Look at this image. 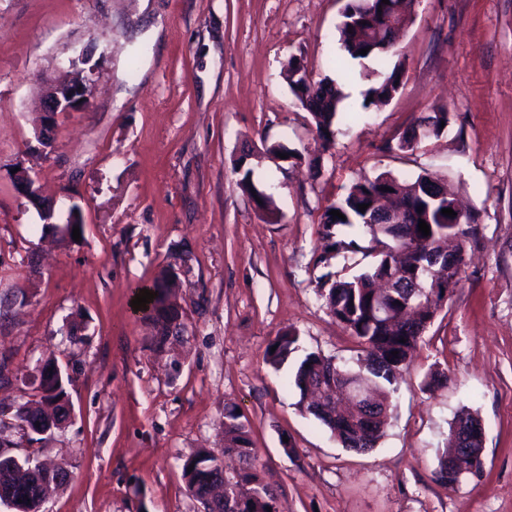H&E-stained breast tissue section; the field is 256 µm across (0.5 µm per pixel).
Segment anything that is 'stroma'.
Returning a JSON list of instances; mask_svg holds the SVG:
<instances>
[{"label": "stroma", "mask_w": 512, "mask_h": 512, "mask_svg": "<svg viewBox=\"0 0 512 512\" xmlns=\"http://www.w3.org/2000/svg\"><path fill=\"white\" fill-rule=\"evenodd\" d=\"M343 0H0V402L32 399L41 360L72 379L73 421L11 454L67 464L44 512H200L182 467L221 455L224 408L248 419L280 512H512V0H418L398 49L399 92L362 109L359 61L336 72ZM101 58L86 107L36 148L38 79L80 46ZM303 57L334 78L353 124L323 147L281 72ZM449 123L416 151L395 144L437 107ZM281 144L301 154H265ZM320 156V171L307 160ZM271 194L267 222L234 171ZM38 175L58 218L81 211L80 241L57 242L10 179ZM430 170L475 218L460 285L398 383L384 437L343 447L297 405L306 353L347 359L354 344L319 295L320 217L352 182ZM184 258L187 334L159 349L135 318L136 286ZM299 337L280 368L264 359L283 329ZM441 374L427 387L430 374ZM469 410L482 467L455 488L434 471Z\"/></svg>", "instance_id": "obj_1"}]
</instances>
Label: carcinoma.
Wrapping results in <instances>:
<instances>
[{"mask_svg":"<svg viewBox=\"0 0 512 512\" xmlns=\"http://www.w3.org/2000/svg\"><path fill=\"white\" fill-rule=\"evenodd\" d=\"M414 0H345L340 11L336 30L344 56L352 60L372 59L380 69L371 72L374 80L364 92L366 101L361 108L379 107L398 93L405 65L402 59L391 61L398 55L392 44L391 27L385 25L388 16L405 28L413 22ZM368 49L367 54L359 53ZM282 76L293 95L305 108L315 125L317 134L329 144L334 140L333 129L337 118H348L353 109L342 106L343 95L334 81L328 77L312 78L302 58L292 56L283 66ZM448 121V112L439 107L418 118L398 139L397 149L402 152L415 151L421 141L443 133L441 122ZM387 198L393 212L402 209L416 211L409 224L365 223L366 213L358 205L376 207L380 198ZM423 211H418V207ZM448 207V186L422 170L412 179H400L385 171L372 179L352 183L346 195L325 207L321 215L322 250L315 264L326 269L320 276V296L329 314L336 318L344 330L357 344L356 356L349 362H338L332 357L310 352L297 365L294 385L299 390L298 401L301 412L318 420L345 447L367 450L375 447L383 436L397 383L409 368L411 353L417 348L424 333L435 319L442 306L429 305L426 291L434 281L452 282L458 287L462 269H451L447 264L448 239H468L474 219L466 215L462 219L441 213ZM338 210L345 219L329 215ZM430 227V235L418 231L419 220ZM407 249V266L413 276L406 279L400 288L392 290L388 297V311L378 310V300L373 281L384 275L399 272L396 252ZM360 254L372 261L358 273L350 276L329 271L332 260L346 254ZM173 264L164 266L149 291L157 293L141 309L142 320L148 322L160 348L177 341L170 335V323L178 311V301L169 286L168 278ZM406 342H401V339ZM298 336L290 330L278 333L268 344L265 361L278 367L292 351ZM276 350H271V347ZM397 355H392V352ZM360 381L368 395L379 408L380 419L370 430L359 424L357 407L348 413L338 411L342 399L353 380ZM69 379L60 378L55 394H41L36 400L19 404L0 405V486L12 491L19 500L16 508L20 512H42L38 500L45 480L39 462L27 455L19 458L10 454V440L3 436L4 429H24L23 423L45 414L52 416L58 409L57 402L67 396ZM464 425H479L469 414L457 416L452 423L448 446L456 447L459 428ZM224 450L218 458L209 453H198L183 464V476L187 491L204 508V512H277L279 487L266 481L258 466V450L251 438L248 420L233 406L224 410ZM195 469L188 470V467ZM471 459L463 456L448 473V453L438 459L436 480L448 489L455 488L461 475L471 472ZM214 475L224 476L227 491L224 507L215 511L210 508L208 496L215 483Z\"/></svg>","mask_w":512,"mask_h":512,"instance_id":"carcinoma-1","label":"carcinoma"}]
</instances>
